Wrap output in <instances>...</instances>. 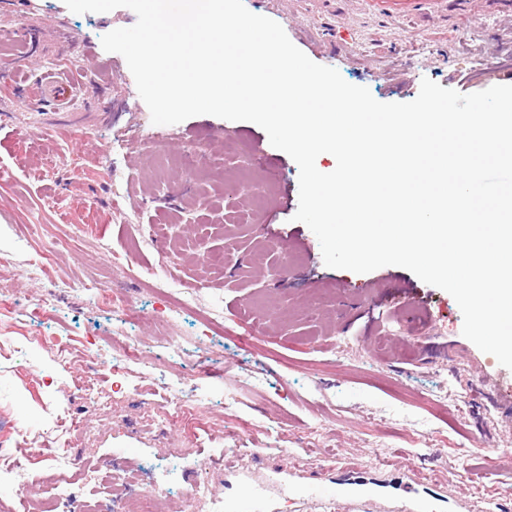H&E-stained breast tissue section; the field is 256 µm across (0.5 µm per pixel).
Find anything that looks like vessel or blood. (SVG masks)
<instances>
[{
  "instance_id": "vessel-or-blood-1",
  "label": "vessel or blood",
  "mask_w": 512,
  "mask_h": 512,
  "mask_svg": "<svg viewBox=\"0 0 512 512\" xmlns=\"http://www.w3.org/2000/svg\"><path fill=\"white\" fill-rule=\"evenodd\" d=\"M283 497H304L322 512H376L377 497L367 483L358 477H348L343 482L328 484H299L285 480L278 483ZM270 504L261 493H253L245 499L228 500L224 512H269ZM399 512H443L437 498L409 492L402 501Z\"/></svg>"
}]
</instances>
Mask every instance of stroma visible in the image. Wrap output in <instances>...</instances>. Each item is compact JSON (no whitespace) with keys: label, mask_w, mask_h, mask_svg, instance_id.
I'll return each instance as SVG.
<instances>
[{"label":"stroma","mask_w":512,"mask_h":512,"mask_svg":"<svg viewBox=\"0 0 512 512\" xmlns=\"http://www.w3.org/2000/svg\"><path fill=\"white\" fill-rule=\"evenodd\" d=\"M244 3L381 102L413 100L425 78L463 94L512 85V51L497 48L512 42V0ZM135 22L126 7L0 0V453L42 475L25 491L0 475V512L64 490L71 507L119 510L151 485L168 488L165 512H212L272 477L350 474L378 491L380 512L409 486L444 512H512V370L463 336L447 292L399 266L327 267L277 200L247 211L241 172L299 196L297 164L259 125L198 115L157 129L124 57L101 44ZM62 74L76 83L66 105L29 96ZM172 270L194 285L182 306L167 297ZM86 285L129 304L107 312ZM408 288L425 310L407 307ZM54 336L73 339L68 367ZM133 336L141 358L117 375L110 357ZM200 357L206 370L184 367ZM90 379L100 402L79 392ZM175 392L201 399L186 436L160 433ZM474 443L499 460L491 475L470 460ZM66 448L76 465L43 475ZM193 484L199 495L181 497Z\"/></svg>","instance_id":"stroma-1"}]
</instances>
